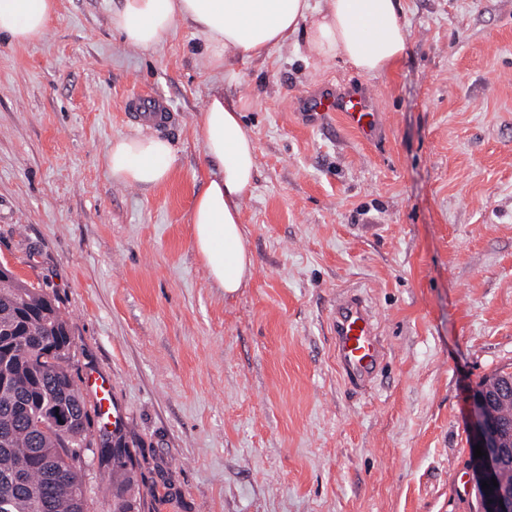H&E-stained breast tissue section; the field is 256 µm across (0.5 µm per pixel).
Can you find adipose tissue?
I'll return each mask as SVG.
<instances>
[{
  "instance_id": "1",
  "label": "adipose tissue",
  "mask_w": 512,
  "mask_h": 512,
  "mask_svg": "<svg viewBox=\"0 0 512 512\" xmlns=\"http://www.w3.org/2000/svg\"><path fill=\"white\" fill-rule=\"evenodd\" d=\"M403 10L401 0H123L111 21L125 45L143 50L187 23L202 36L215 72L229 57L261 58L301 35L310 55L376 76L408 51ZM55 12L56 0H0V36L17 45L43 39ZM199 131L211 169L190 210L192 244L230 297L254 266L241 212L257 175L256 144L239 107L219 91L209 95ZM175 160L168 140L140 131L112 141L104 154L114 180L145 190L165 183Z\"/></svg>"
}]
</instances>
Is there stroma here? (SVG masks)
<instances>
[{
    "instance_id": "1",
    "label": "stroma",
    "mask_w": 512,
    "mask_h": 512,
    "mask_svg": "<svg viewBox=\"0 0 512 512\" xmlns=\"http://www.w3.org/2000/svg\"><path fill=\"white\" fill-rule=\"evenodd\" d=\"M120 5L56 0L42 40L0 38V263L58 301L76 382L110 381L148 512H475L469 398L512 372V0H404L408 53L375 77L298 42L227 79L183 23L126 47ZM216 85L257 145L253 274L231 297L189 222ZM349 86L382 116L375 140L293 107ZM139 95L171 122L143 123ZM140 129L176 152L151 190L103 161ZM349 292L385 352L361 388L329 330Z\"/></svg>"
}]
</instances>
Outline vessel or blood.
Returning a JSON list of instances; mask_svg holds the SVG:
<instances>
[{
  "instance_id": "obj_1",
  "label": "vessel or blood",
  "mask_w": 512,
  "mask_h": 512,
  "mask_svg": "<svg viewBox=\"0 0 512 512\" xmlns=\"http://www.w3.org/2000/svg\"><path fill=\"white\" fill-rule=\"evenodd\" d=\"M309 112L326 115L338 113L344 123L365 139H373L379 114L364 92L343 90L324 94L314 92L300 101ZM138 107L146 119L167 123L170 112L160 98H145ZM332 329L336 344V360L342 377L350 384L359 385L372 378L383 361V349L377 339L376 317L366 302L358 296H348L337 301L332 312ZM94 391L97 413H110V382L96 377L88 382Z\"/></svg>"
}]
</instances>
